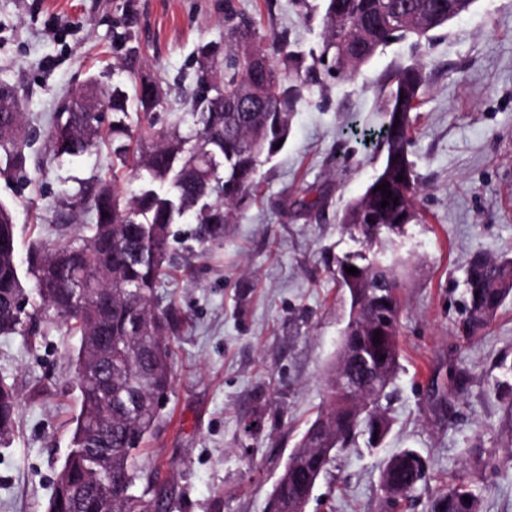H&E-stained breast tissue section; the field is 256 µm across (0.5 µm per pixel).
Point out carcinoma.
Masks as SVG:
<instances>
[{"label":"carcinoma","instance_id":"carcinoma-1","mask_svg":"<svg viewBox=\"0 0 512 512\" xmlns=\"http://www.w3.org/2000/svg\"><path fill=\"white\" fill-rule=\"evenodd\" d=\"M322 55L273 37L271 57L257 40L254 18L234 0H224V48H197L202 72L191 102L194 128L164 121L168 99L160 83L142 74L138 47L125 32L123 70L131 84L108 88L93 80L57 117L52 142L57 154L80 157L101 143H116L114 157L148 178L131 197L99 178L59 201L67 224L82 210L93 222L89 234L59 235L33 245L20 270L15 224L0 205V335L32 342L40 324L62 325L79 337L73 356L79 409L73 418L72 448L58 472L47 512H152V502L134 492L140 479L139 452L158 421L154 394L170 389L174 309L160 302L170 263L172 225L190 216L193 239L203 250L224 244L225 225L255 199L262 158L287 140L292 113L318 81V65L331 56L336 73L357 76L389 43L430 32L471 10L477 0H324ZM426 84L418 60L389 78L383 105L384 163L363 193L339 216L360 248L336 261V276L350 296L346 328L364 335L363 353L377 370L380 388L352 399L336 398L342 345L326 377L328 402L292 449L270 497L274 512H299L304 492L333 461L336 450L356 444L360 425L382 440L390 426L389 387L400 365L399 333L403 284L394 262L376 249L404 233L403 224L424 220L422 182L410 159L414 115ZM220 86L224 95L213 92ZM112 113L104 125L102 110ZM32 135L20 112L15 88L0 81V150L11 170L26 171ZM224 176H218L219 166ZM403 176L397 180V176ZM383 183L397 204L381 207ZM353 266L356 275L346 273ZM512 297V258L477 251L468 259L460 332H482ZM381 342H373L376 332ZM19 394L0 377V445L14 430ZM425 477V464L412 450L387 460L381 488L391 497L411 492ZM470 498L471 502L464 501ZM432 512H477V497L464 481L453 483Z\"/></svg>","mask_w":512,"mask_h":512}]
</instances>
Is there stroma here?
<instances>
[{"instance_id":"1","label":"stroma","mask_w":512,"mask_h":512,"mask_svg":"<svg viewBox=\"0 0 512 512\" xmlns=\"http://www.w3.org/2000/svg\"><path fill=\"white\" fill-rule=\"evenodd\" d=\"M235 3L257 17L263 46L284 34L302 50L320 47L323 0H308L305 12L296 0ZM125 31L181 116L182 92L200 77L198 45L225 41L224 0H0V80L17 86L36 133L24 177L5 173L0 152V204L12 212L19 253L55 241L57 203L80 184L110 176L126 192L141 182L113 167L111 146L59 156L48 137L90 78L125 80L116 42ZM419 58L426 89L412 159L425 221L385 247L406 285L392 427L380 448L341 450L306 512H431L458 477L479 512H512V419L493 385L512 364V299L480 336L457 330L469 253L512 257V0H476L421 45H390L356 78L323 71L287 145L261 165L262 203L228 225L223 246L200 253L191 224L173 225V268L159 295L179 317L174 380L137 483L161 489L160 512H267L291 449L326 404L325 374L348 321L333 270L355 244L337 217L383 161L386 77ZM308 190L319 208L301 206ZM77 343L52 325L32 345L0 335V375L22 398L14 437L0 446V512H46L71 449ZM247 419L256 422L249 435ZM405 448L421 455L428 479L396 501L380 474Z\"/></svg>"}]
</instances>
